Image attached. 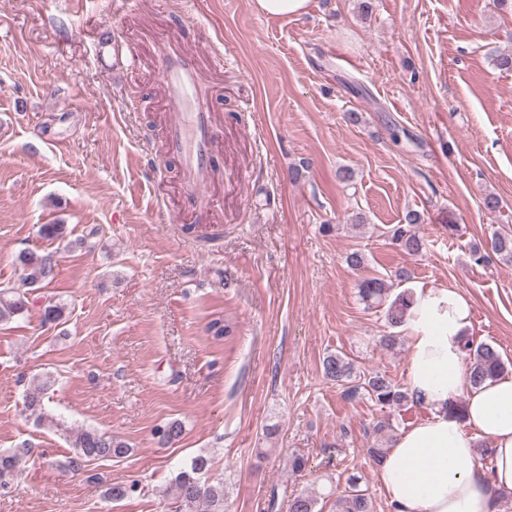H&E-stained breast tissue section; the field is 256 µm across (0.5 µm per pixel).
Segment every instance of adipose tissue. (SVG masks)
<instances>
[{
  "label": "adipose tissue",
  "mask_w": 512,
  "mask_h": 512,
  "mask_svg": "<svg viewBox=\"0 0 512 512\" xmlns=\"http://www.w3.org/2000/svg\"><path fill=\"white\" fill-rule=\"evenodd\" d=\"M471 319L460 290L414 289L408 389L429 415L395 437L380 468L393 512H500V494L512 491V375L470 387L461 343ZM460 398L461 420L448 412ZM479 437L491 445V468L477 455Z\"/></svg>",
  "instance_id": "ef3b65f1"
}]
</instances>
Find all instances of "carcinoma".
<instances>
[{
    "label": "carcinoma",
    "mask_w": 512,
    "mask_h": 512,
    "mask_svg": "<svg viewBox=\"0 0 512 512\" xmlns=\"http://www.w3.org/2000/svg\"><path fill=\"white\" fill-rule=\"evenodd\" d=\"M420 222V215L414 211L406 213L404 223L392 225L387 234L391 243L408 254H418L425 248L423 239L416 234L415 224ZM38 233L48 240H62L66 237L64 224H42ZM491 250L503 259L512 260V232L506 230L494 233ZM49 253L34 249H23L18 255L24 281L31 287H43L54 278L55 268L47 261ZM358 293L362 301L374 308L385 307V321L389 328L402 326L411 304V294L402 293L393 301H388L390 286L382 277H365L358 283ZM30 298L27 292L18 289H0V323L8 322L13 317L29 309ZM41 321L60 324L66 318V304L47 298L40 304ZM216 340L231 335V326L224 318H213L207 327ZM463 352L469 359L467 378L469 385L476 388L486 380L499 377L507 372V365L498 350L488 344H476L470 338L463 344ZM323 377L345 388V394L354 399L363 396L380 409L394 411L407 405L411 395L408 390L395 383L382 372L364 371L356 365L354 359L345 354H329L322 361ZM50 386L46 381L35 386L25 394V408L42 425L48 424L67 435L71 440L73 453L67 457L63 467L72 472L83 470L85 464L97 459L122 458L129 453L128 445L112 436L95 429L73 431L64 423L46 412L43 403L44 391ZM183 433V425L175 420L157 429L159 442L166 445ZM29 453L23 445L9 452L0 453V492L11 488V481ZM210 468L208 457L198 455L180 471L172 482L170 505L173 512H224V482L218 480L210 483L201 480V475ZM344 494L332 503L333 512H374L372 498L368 489L361 486L362 477L352 473L345 478ZM138 491V481L113 484L107 489V497L118 501ZM289 512H321L319 499L308 494L288 496Z\"/></svg>",
    "instance_id": "1"
}]
</instances>
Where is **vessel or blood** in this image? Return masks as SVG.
Returning <instances> with one entry per match:
<instances>
[{
    "label": "vessel or blood",
    "mask_w": 512,
    "mask_h": 512,
    "mask_svg": "<svg viewBox=\"0 0 512 512\" xmlns=\"http://www.w3.org/2000/svg\"><path fill=\"white\" fill-rule=\"evenodd\" d=\"M193 56L188 46L164 40L159 80L172 106L169 148L182 165L185 193L196 205L205 202L204 189L211 183L216 124L212 113L196 102L197 78L190 65Z\"/></svg>",
    "instance_id": "1"
}]
</instances>
